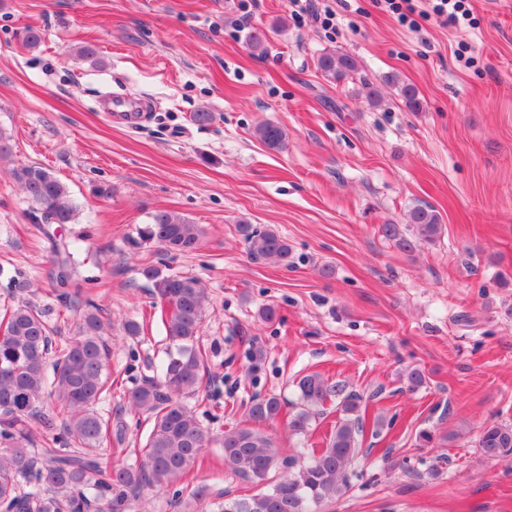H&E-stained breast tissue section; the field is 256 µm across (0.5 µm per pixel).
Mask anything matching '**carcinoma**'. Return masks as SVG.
<instances>
[{
    "instance_id": "1",
    "label": "carcinoma",
    "mask_w": 512,
    "mask_h": 512,
    "mask_svg": "<svg viewBox=\"0 0 512 512\" xmlns=\"http://www.w3.org/2000/svg\"><path fill=\"white\" fill-rule=\"evenodd\" d=\"M317 65L337 82L358 71L356 59L338 51L321 54ZM399 92L410 111L422 110L414 85L403 84ZM255 133L271 149L285 144L284 129L272 122L260 123ZM11 175L28 199L26 215L32 223H75L78 205L69 187L48 169L27 165ZM442 229L439 213L428 204L411 208L404 227L381 225L383 236L407 253L421 242H436ZM238 232L255 258L288 265L291 245L275 230L240 224ZM203 234L188 218L158 210L129 244L155 243L162 255L174 257L196 250ZM46 237L53 255L50 279L56 283V299L64 307L77 302L83 309L76 336L64 345L55 344L49 311L26 299L31 281L20 273L8 280L12 305L0 319V509L132 512L146 495L164 491L173 479L192 471L213 444L223 450L224 470L260 487V492L214 502L211 512H311L348 491L349 468L361 451L365 429L360 396L319 374L299 380L301 408L289 421L296 435L308 433L318 405L331 396L341 398L342 417L326 447L307 458L280 457L261 429L281 413L275 395L251 402L250 425L212 434L203 421L223 418L218 410L224 406L214 402L199 414L190 405L209 379L208 354L199 344L207 293L196 277L166 273L154 264L139 274L167 309L163 325L168 347L155 373L128 392L131 410L150 422L146 442L130 450L132 462L112 464V444L124 443L128 425L122 415L106 418L96 409L112 391L106 310L91 298L79 299L72 242L50 233ZM46 394L56 399L59 412L46 410ZM475 447L489 459L512 458V425L485 423Z\"/></svg>"
}]
</instances>
